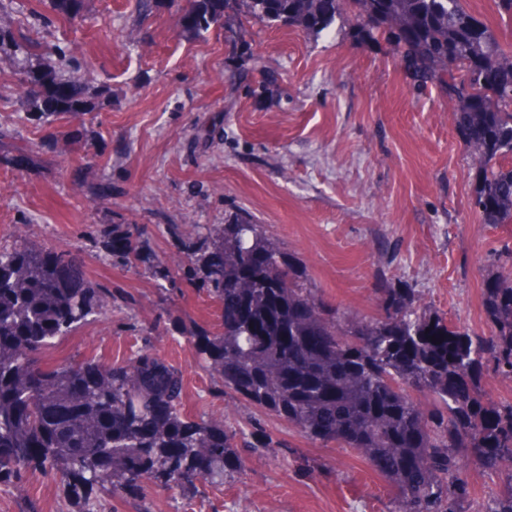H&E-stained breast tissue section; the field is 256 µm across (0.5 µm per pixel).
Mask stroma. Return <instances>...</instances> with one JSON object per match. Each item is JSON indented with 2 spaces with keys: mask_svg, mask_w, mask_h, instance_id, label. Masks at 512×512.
Segmentation results:
<instances>
[{
  "mask_svg": "<svg viewBox=\"0 0 512 512\" xmlns=\"http://www.w3.org/2000/svg\"><path fill=\"white\" fill-rule=\"evenodd\" d=\"M38 13L54 18L43 38L110 83L112 99L79 117L26 119L19 70L0 52V238L74 255L94 286L118 292L44 362H119L151 346L182 371L185 413L243 432L257 416L274 442L243 449L220 488L190 497L146 484L150 512H395L396 487L357 452L311 443L219 393L172 321L218 332L223 309L173 260L186 257L183 241L246 211L349 318L375 312L386 276L482 331L481 282L494 249L512 244V225L481 223L471 208L476 163L445 92L418 88L390 44L358 40L346 14L317 36L247 17L239 49L229 34L182 38L175 0L146 20L137 0H87L77 26L54 17L51 0H14L12 28L33 27ZM20 154L31 163L9 165ZM109 232L131 235L141 261L108 255ZM32 504L71 512L49 473L0 486V512Z\"/></svg>",
  "mask_w": 512,
  "mask_h": 512,
  "instance_id": "1",
  "label": "stroma"
}]
</instances>
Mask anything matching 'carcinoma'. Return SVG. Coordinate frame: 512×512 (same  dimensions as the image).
<instances>
[{"mask_svg":"<svg viewBox=\"0 0 512 512\" xmlns=\"http://www.w3.org/2000/svg\"><path fill=\"white\" fill-rule=\"evenodd\" d=\"M229 0H189L187 39L220 31ZM85 0H54L82 21ZM360 34L382 37L421 85L447 89L455 125L468 133L478 174L472 192L482 223L512 225V52L463 0H239L238 16L319 35L342 14ZM20 71L19 111L46 117L91 111L79 72L44 62V42L0 26ZM106 248L140 260L130 241ZM482 283L485 330L452 326L417 305L413 289L385 279L375 314L349 319L310 288L302 263L248 216L210 228L188 257L185 278L224 306L220 333L181 327L204 367L260 411L308 440L355 450L400 490L396 512H469L474 488L457 454L478 470L508 469L488 512H512V403L485 398L486 368L512 381V247L495 253ZM113 294L91 285L73 257L28 241L0 245V486L51 470L76 512L114 497L144 501V484L188 492L218 487L241 465L239 448H271L256 432L182 411L184 377L145 347L122 363L92 357L41 362L42 353Z\"/></svg>","mask_w":512,"mask_h":512,"instance_id":"carcinoma-1","label":"carcinoma"}]
</instances>
